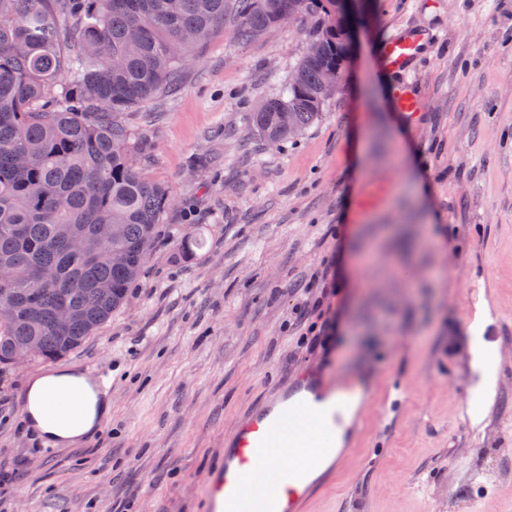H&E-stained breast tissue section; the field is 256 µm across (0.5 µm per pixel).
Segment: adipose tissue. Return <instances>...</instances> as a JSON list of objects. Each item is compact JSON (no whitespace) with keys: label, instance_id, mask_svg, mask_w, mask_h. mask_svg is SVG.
I'll list each match as a JSON object with an SVG mask.
<instances>
[{"label":"adipose tissue","instance_id":"obj_1","mask_svg":"<svg viewBox=\"0 0 512 512\" xmlns=\"http://www.w3.org/2000/svg\"><path fill=\"white\" fill-rule=\"evenodd\" d=\"M111 409L106 391L87 372L73 367L30 378L22 415L26 429L43 445L67 448L102 429Z\"/></svg>","mask_w":512,"mask_h":512}]
</instances>
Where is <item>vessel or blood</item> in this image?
Masks as SVG:
<instances>
[{
	"label": "vessel or blood",
	"mask_w": 512,
	"mask_h": 512,
	"mask_svg": "<svg viewBox=\"0 0 512 512\" xmlns=\"http://www.w3.org/2000/svg\"><path fill=\"white\" fill-rule=\"evenodd\" d=\"M435 41L434 34L414 27L388 37L380 60L397 75L393 94L402 111L415 114L420 97L411 73ZM308 382L275 409L255 413L236 432L224 453V467L205 492L222 512H288L292 501L309 490L308 476L336 456V432L347 422L356 400L355 382L327 383L318 400L308 401Z\"/></svg>",
	"instance_id": "vessel-or-blood-1"
}]
</instances>
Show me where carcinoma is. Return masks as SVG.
<instances>
[{
  "instance_id": "1",
  "label": "carcinoma",
  "mask_w": 512,
  "mask_h": 512,
  "mask_svg": "<svg viewBox=\"0 0 512 512\" xmlns=\"http://www.w3.org/2000/svg\"><path fill=\"white\" fill-rule=\"evenodd\" d=\"M229 4L241 41L290 11L321 16L287 94L252 112L270 144L299 135L330 92L325 71L346 59L342 0H0V268L12 273L0 282L1 368L33 338L43 360L78 349L126 301L168 194L130 164L119 115L177 81ZM101 224L116 236L98 239ZM70 235L86 240L82 254Z\"/></svg>"
}]
</instances>
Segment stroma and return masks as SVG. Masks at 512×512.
I'll return each mask as SVG.
<instances>
[{
	"label": "stroma",
	"instance_id": "stroma-1",
	"mask_svg": "<svg viewBox=\"0 0 512 512\" xmlns=\"http://www.w3.org/2000/svg\"><path fill=\"white\" fill-rule=\"evenodd\" d=\"M409 26L437 37L414 118L377 60ZM317 27L299 13L241 42L225 16L175 87L122 114L131 164L171 204L110 320L61 359L0 370V512H204L237 424L319 373L371 381L373 414L401 398L304 512H512V0H364L339 89L270 145L250 112L282 96ZM483 304L500 355L485 392L468 357ZM73 364L105 379L112 418L50 448L23 425L24 387Z\"/></svg>",
	"mask_w": 512,
	"mask_h": 512
}]
</instances>
